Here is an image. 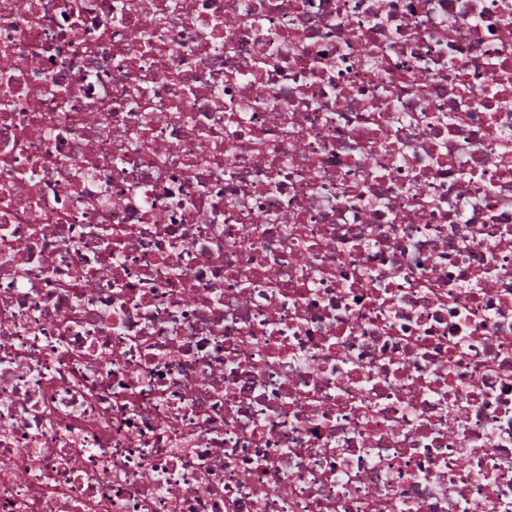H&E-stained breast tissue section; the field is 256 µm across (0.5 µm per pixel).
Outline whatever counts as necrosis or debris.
<instances>
[{
    "instance_id": "4bbe7bcc",
    "label": "necrosis or debris",
    "mask_w": 512,
    "mask_h": 512,
    "mask_svg": "<svg viewBox=\"0 0 512 512\" xmlns=\"http://www.w3.org/2000/svg\"><path fill=\"white\" fill-rule=\"evenodd\" d=\"M0 512H512V0H0Z\"/></svg>"
}]
</instances>
